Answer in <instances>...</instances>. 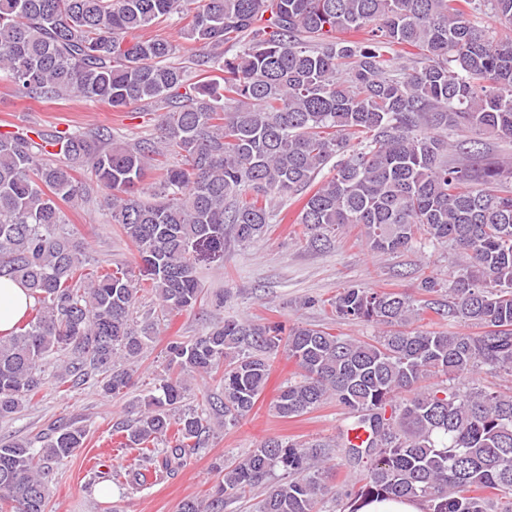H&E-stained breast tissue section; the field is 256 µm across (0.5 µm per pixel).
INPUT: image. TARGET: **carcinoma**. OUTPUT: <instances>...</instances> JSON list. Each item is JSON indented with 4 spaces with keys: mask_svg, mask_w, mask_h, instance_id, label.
I'll return each instance as SVG.
<instances>
[{
    "mask_svg": "<svg viewBox=\"0 0 512 512\" xmlns=\"http://www.w3.org/2000/svg\"><path fill=\"white\" fill-rule=\"evenodd\" d=\"M483 4L512 25V0H0V80L15 96L161 109L153 140L120 141L105 128L34 139L0 131V275L34 300L31 318L0 336V421L40 391L50 355L65 356L58 383L90 364L101 391L120 395L131 386L127 365L155 340L154 323H133L138 283L123 267L88 268L81 237L60 229L63 205L109 191L110 219L170 315L200 300L192 249L223 250L227 225L250 242L282 203L299 201L314 244L349 225L374 251L418 237L451 243L459 269L448 287L428 275L420 288L448 295L436 314L480 332L421 329L410 296L351 286L328 305L339 321L385 327L372 341L234 320L173 339L168 375L129 407L125 446L138 456L114 480L144 486L143 463L159 457L172 473L205 446L218 421L183 407L187 378L220 375L223 397L210 409L234 423L283 346L300 373L275 413L299 416L331 398L368 433L336 444L367 464L362 485L345 493L348 512L382 494L419 498L427 512H512V392L473 380L484 366L512 374V191L502 187L512 162L483 151L487 135L512 139V41L479 25ZM167 21L198 46L192 64L205 79L170 62V41L143 36ZM231 40L243 49L228 56ZM407 47L420 59L401 55ZM459 130L470 137L450 162L448 134ZM167 155L147 198L145 174ZM76 168L95 185L76 180ZM84 437L63 422L38 447L1 439L0 512H46L55 469ZM330 448L269 438L179 512H223L225 499L277 470L284 477L261 512H318Z\"/></svg>",
    "mask_w": 512,
    "mask_h": 512,
    "instance_id": "1",
    "label": "carcinoma"
}]
</instances>
